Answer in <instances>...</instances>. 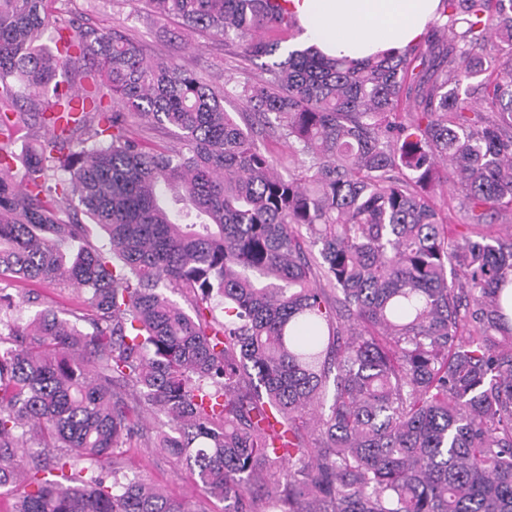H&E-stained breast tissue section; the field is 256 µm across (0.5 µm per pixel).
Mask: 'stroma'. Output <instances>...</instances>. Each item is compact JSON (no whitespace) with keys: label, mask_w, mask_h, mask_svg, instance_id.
<instances>
[{"label":"stroma","mask_w":512,"mask_h":512,"mask_svg":"<svg viewBox=\"0 0 512 512\" xmlns=\"http://www.w3.org/2000/svg\"><path fill=\"white\" fill-rule=\"evenodd\" d=\"M67 9L85 26L120 30L139 43L147 55L174 58L203 82L221 84L229 79L238 83L262 76L258 65H242L222 40L202 32L187 33L176 18L155 19L137 0H69ZM6 291L18 304L24 320L36 312L32 297H39L40 303L53 306L62 314L75 308L79 301L73 289L49 284L16 283L7 286ZM119 454L134 471L190 507L202 505L207 512H222L223 503L205 502L194 477L171 457L139 443L120 448Z\"/></svg>","instance_id":"1"}]
</instances>
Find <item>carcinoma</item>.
Segmentation results:
<instances>
[{"label": "carcinoma", "mask_w": 512, "mask_h": 512, "mask_svg": "<svg viewBox=\"0 0 512 512\" xmlns=\"http://www.w3.org/2000/svg\"><path fill=\"white\" fill-rule=\"evenodd\" d=\"M65 2L0 0V280L82 294L22 323L0 293L13 512H191L114 454L134 440L224 512H512V240L490 231L512 210V0H440L420 42L360 61L281 48L301 28L270 0H145L246 61L283 51L230 89ZM131 117L179 147L145 149ZM434 201L438 209L448 214L451 224H463L466 221L465 210L461 205V198L458 194L448 192V183L439 189Z\"/></svg>", "instance_id": "cac0c4a2"}]
</instances>
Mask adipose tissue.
I'll use <instances>...</instances> for the list:
<instances>
[{
  "mask_svg": "<svg viewBox=\"0 0 512 512\" xmlns=\"http://www.w3.org/2000/svg\"><path fill=\"white\" fill-rule=\"evenodd\" d=\"M440 0H290L308 44L329 57L361 60L416 44Z\"/></svg>",
  "mask_w": 512,
  "mask_h": 512,
  "instance_id": "adipose-tissue-1",
  "label": "adipose tissue"
}]
</instances>
